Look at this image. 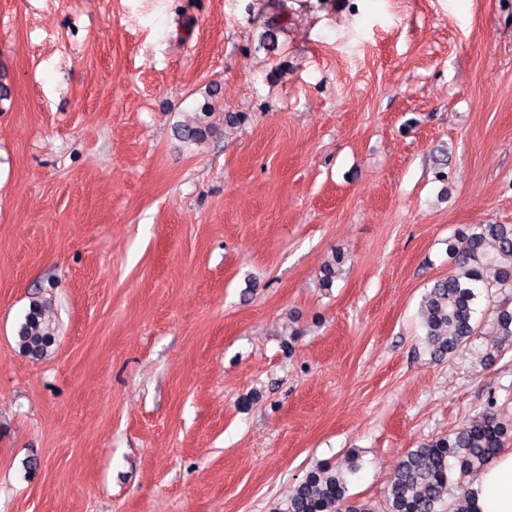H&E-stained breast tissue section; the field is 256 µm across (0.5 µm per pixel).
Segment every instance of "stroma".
<instances>
[{"label":"stroma","instance_id":"obj_1","mask_svg":"<svg viewBox=\"0 0 512 512\" xmlns=\"http://www.w3.org/2000/svg\"><path fill=\"white\" fill-rule=\"evenodd\" d=\"M0 84V512H288L352 449L385 512L512 422V350L418 317L512 224V0H0ZM19 343L27 353L42 356L53 345L54 336L43 326V307L33 302L19 331Z\"/></svg>","mask_w":512,"mask_h":512}]
</instances>
